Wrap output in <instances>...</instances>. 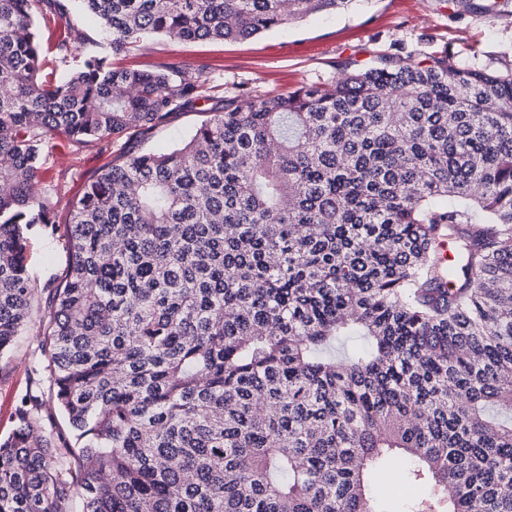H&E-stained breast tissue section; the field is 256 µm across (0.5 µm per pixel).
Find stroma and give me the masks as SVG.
<instances>
[{
  "label": "stroma",
  "mask_w": 512,
  "mask_h": 512,
  "mask_svg": "<svg viewBox=\"0 0 512 512\" xmlns=\"http://www.w3.org/2000/svg\"><path fill=\"white\" fill-rule=\"evenodd\" d=\"M445 52L455 60L489 73L512 71V0H502L497 10L484 13L453 0H360L352 10L316 13L275 27L243 41L184 43L164 37L146 42L144 55L135 59L146 66H206L227 93L237 88L275 89L288 93L302 85H322L335 80L340 65L353 58L365 61L382 53L417 58ZM219 105L199 102L196 107L171 115L158 129L121 137L106 149L91 147L72 153L66 141L53 138L45 166V179L59 183V192L45 195L44 203L57 215L54 224L35 225L28 233V268L39 285L59 283L69 266L63 219L66 203L83 183L108 163L151 149L161 151L188 138L209 119ZM47 292L39 293L31 323L13 348L0 356V437L12 432L15 407L38 383L33 366L43 357L38 347L39 322L47 311ZM404 460L390 461L374 478L373 491L391 512H407L417 499L429 496L426 486L406 478Z\"/></svg>",
  "instance_id": "stroma-1"
}]
</instances>
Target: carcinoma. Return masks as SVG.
Segmentation results:
<instances>
[{
  "label": "carcinoma",
  "instance_id": "obj_1",
  "mask_svg": "<svg viewBox=\"0 0 512 512\" xmlns=\"http://www.w3.org/2000/svg\"><path fill=\"white\" fill-rule=\"evenodd\" d=\"M77 2L108 53L73 66L65 0H0V355L38 293L27 232L55 223L50 140L109 143L223 92L111 57L359 0ZM342 71L224 96L68 201L47 386L0 439V512H390L369 481L392 456L433 490L409 512H512V73L443 53Z\"/></svg>",
  "mask_w": 512,
  "mask_h": 512
}]
</instances>
